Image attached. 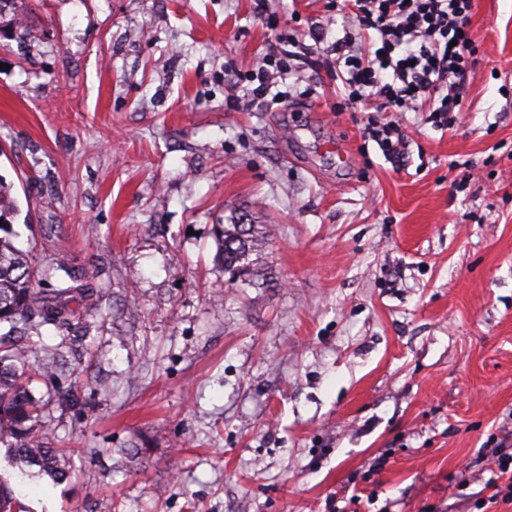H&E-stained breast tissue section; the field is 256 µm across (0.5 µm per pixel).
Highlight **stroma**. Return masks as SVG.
I'll return each mask as SVG.
<instances>
[{
    "mask_svg": "<svg viewBox=\"0 0 512 512\" xmlns=\"http://www.w3.org/2000/svg\"><path fill=\"white\" fill-rule=\"evenodd\" d=\"M343 34L327 0H0V179L19 244L103 290L57 349L26 512H512V0H474L453 129L387 159L321 56L289 97L224 77ZM474 166L461 182L450 161ZM265 245L226 272L214 224Z\"/></svg>",
    "mask_w": 512,
    "mask_h": 512,
    "instance_id": "35a3bbf8",
    "label": "stroma"
}]
</instances>
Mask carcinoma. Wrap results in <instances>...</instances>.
Masks as SVG:
<instances>
[{"mask_svg":"<svg viewBox=\"0 0 512 512\" xmlns=\"http://www.w3.org/2000/svg\"><path fill=\"white\" fill-rule=\"evenodd\" d=\"M12 185L0 178V444L13 453L20 470L35 469L58 483L73 470L71 455L65 450L47 448L43 438L52 419L47 404L35 398L29 366L35 361L37 372L45 376L54 372L57 354H38L28 349L25 340L41 335L42 328L52 326L65 331L79 315L71 307L96 294L78 282L65 263L48 256L33 266L28 252L12 241L15 232L12 218L18 212L11 196ZM213 235L218 258L224 269L246 273L250 257L262 246L263 235L256 224H243L239 217L227 224H216ZM55 281L44 290L39 285ZM14 489L0 481V512H19Z\"/></svg>","mask_w":512,"mask_h":512,"instance_id":"cac0c4a2","label":"carcinoma"}]
</instances>
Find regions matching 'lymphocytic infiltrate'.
I'll return each instance as SVG.
<instances>
[{"label":"lymphocytic infiltrate","instance_id":"f902f5d3","mask_svg":"<svg viewBox=\"0 0 512 512\" xmlns=\"http://www.w3.org/2000/svg\"><path fill=\"white\" fill-rule=\"evenodd\" d=\"M355 29L328 40L318 25L309 33L312 52L347 90L351 107L406 112L424 101L433 127L452 128L478 49L470 28L473 0H346ZM369 49L358 52V35Z\"/></svg>","mask_w":512,"mask_h":512}]
</instances>
